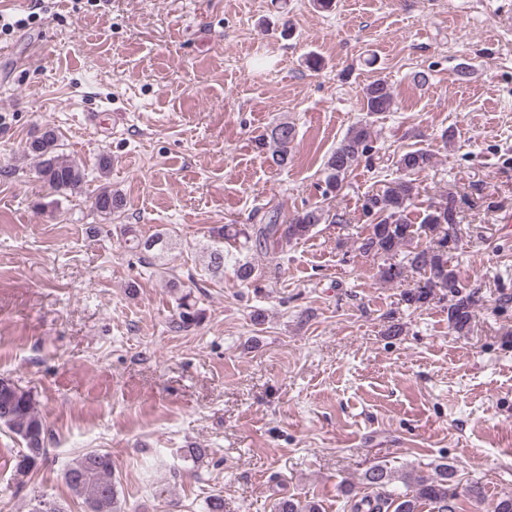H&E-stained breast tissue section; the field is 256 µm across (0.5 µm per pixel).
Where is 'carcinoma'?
<instances>
[{
	"label": "carcinoma",
	"mask_w": 512,
	"mask_h": 512,
	"mask_svg": "<svg viewBox=\"0 0 512 512\" xmlns=\"http://www.w3.org/2000/svg\"><path fill=\"white\" fill-rule=\"evenodd\" d=\"M364 105L371 114L388 112L393 106V95L386 80L377 79L364 89ZM295 130L286 123L272 128L270 138L275 145L273 160L279 165L288 163ZM367 128H352L328 158L325 167L327 190L334 191L341 186L347 172L359 157L370 151ZM28 154L37 160L38 177L53 192L73 196L83 192L87 173L85 167L75 159L59 151L58 135L49 127L26 146ZM432 157L425 150H410L398 160L400 169L413 172L423 170L431 164ZM414 196V186L403 181L384 195L367 198L365 209L373 217L368 234L362 239L359 250L367 255L382 259L380 278L385 282H402L405 273H424V283L404 294V301L419 309L436 295L449 299L448 324L458 333L469 330L474 308L480 298L476 292H464L455 269L448 264V252L457 247L458 211L452 197L437 205L429 206L421 223L411 224L406 211ZM124 205L122 194L105 183L91 196V207L104 218H110ZM322 213L307 210L283 226L276 223L260 224L253 232L233 229L234 239L244 238L240 247H260L282 239H301L321 222ZM130 236L131 249L144 255H158L167 244L164 234L156 233L142 239L133 227L124 229ZM429 238V244H418L422 237ZM208 271L216 276L224 272V227L213 228L208 234ZM237 278L245 283L256 279L257 270L249 261L236 260ZM191 294L179 298V325L188 328L200 319ZM0 428L7 429L22 445L15 457V473L21 476L34 474L45 460L47 428L39 413L31 390L21 386H9L0 377ZM455 477L452 466L438 463L433 476L419 475L414 471L395 476L394 472L381 464L368 468L364 478L372 491L368 498L351 505L354 512H420L423 505L430 512H460L459 494L453 485ZM400 480L402 488L391 484ZM63 480L72 494L81 499L88 512H120L117 506V482L112 469V454L99 449L89 450L80 455L63 471ZM275 512H318L316 504L301 502L293 498L282 499L275 505Z\"/></svg>",
	"instance_id": "carcinoma-1"
}]
</instances>
